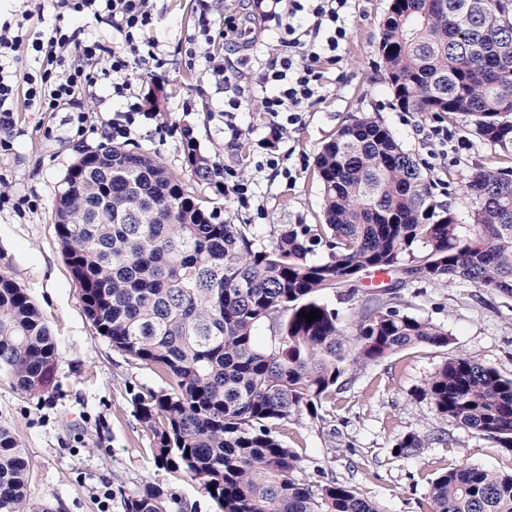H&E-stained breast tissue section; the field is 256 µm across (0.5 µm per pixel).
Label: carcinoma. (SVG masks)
Returning a JSON list of instances; mask_svg holds the SVG:
<instances>
[{
	"label": "carcinoma",
	"mask_w": 512,
	"mask_h": 512,
	"mask_svg": "<svg viewBox=\"0 0 512 512\" xmlns=\"http://www.w3.org/2000/svg\"><path fill=\"white\" fill-rule=\"evenodd\" d=\"M378 54L401 111L464 115L512 160V0H392ZM182 135L193 182L224 193V162ZM315 175L324 222L283 225L266 245L156 155L119 143L84 153L56 197L86 316L115 350L167 375V387L134 395L154 463L201 484L219 512H379L357 487L299 478L301 458L278 428L322 421L350 364L448 346L447 331L403 311L396 284L466 282L512 299V166L469 176L466 234L419 161L369 115L325 142ZM376 272L392 285L347 324L321 299L335 288L353 298ZM57 355L29 294L1 273L0 372L41 394ZM423 392L439 417L512 451V377L459 355ZM30 470L22 442L0 427V512H27ZM428 503L512 512V474L462 461L430 481ZM124 508L173 512L151 484Z\"/></svg>",
	"instance_id": "obj_1"
}]
</instances>
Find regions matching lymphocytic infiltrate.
Listing matches in <instances>:
<instances>
[{
  "instance_id": "f902f5d3",
  "label": "lymphocytic infiltrate",
  "mask_w": 512,
  "mask_h": 512,
  "mask_svg": "<svg viewBox=\"0 0 512 512\" xmlns=\"http://www.w3.org/2000/svg\"><path fill=\"white\" fill-rule=\"evenodd\" d=\"M350 2L275 0L280 17L274 32L278 54L260 80L261 103L271 118L272 136H281L286 125L297 122L300 112L322 100L325 68L337 64L347 39ZM55 6L107 14L117 40L110 46L95 40L81 42L79 62L69 64L59 50L72 43L73 37L62 28H53L50 34H36L32 41L40 68L22 73L8 63L22 42L21 36L0 32L1 125L7 124L16 97H24L28 108L52 112L91 83L92 70L110 79L114 93L121 96L131 85L134 68L164 65L156 41L148 35L153 24L151 0H55Z\"/></svg>"
}]
</instances>
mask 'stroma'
Wrapping results in <instances>:
<instances>
[{"label": "stroma", "mask_w": 512, "mask_h": 512, "mask_svg": "<svg viewBox=\"0 0 512 512\" xmlns=\"http://www.w3.org/2000/svg\"><path fill=\"white\" fill-rule=\"evenodd\" d=\"M149 32L164 59L150 78L131 75L128 97L116 96L110 80L94 77L71 104L40 112L15 101L12 126L0 130V273L26 289L58 346L50 391L43 398L14 388L0 373V426L23 443L32 461L30 512H124V497L144 485L175 498L181 512H217L199 483L156 467L149 431L135 416L134 395L159 389L167 379L153 366L113 349L86 317L81 291L58 241L52 212L62 180L80 153L107 142L116 113L139 103L151 119H137L126 148L159 155L189 179L182 143L188 127L201 151L219 154L227 168L254 185L247 207L232 204L235 223L253 224L261 234L283 224L322 221L321 190L314 163L323 144L351 115L378 117L402 148L420 162L437 190L449 191L459 224L472 222L462 187L481 166L502 161L492 146L466 133L468 119L453 122L434 115L402 112L377 67L380 28L389 0H353L342 60L328 72L326 96L301 113L275 148L265 146L270 117L263 112L257 82L276 55L270 30L276 25L272 0L252 11L241 43L252 69L241 84L246 104L234 121L223 114L224 87L211 74L224 62V13L239 0H152ZM208 10L211 42H199L196 62L185 45L197 31L194 21ZM24 22L37 32L55 24L74 30L75 43L63 50L77 59L79 41L109 44L116 34L107 16L54 9L51 0H0V24ZM248 131L252 151L238 165L232 130ZM276 156L278 168L266 166ZM405 311L443 327L447 347H414L392 358L345 373L343 386L323 405L320 423L281 427L283 439L302 459L303 476L317 473L357 486L380 512H427L429 479L465 461L499 474L512 473V451L473 436L438 417L421 394L446 358L463 355L512 375V301L468 283H415L401 291ZM445 432L448 444L435 436ZM416 433L422 446L405 457L394 453L398 440Z\"/></svg>", "instance_id": "35a3bbf8"}]
</instances>
